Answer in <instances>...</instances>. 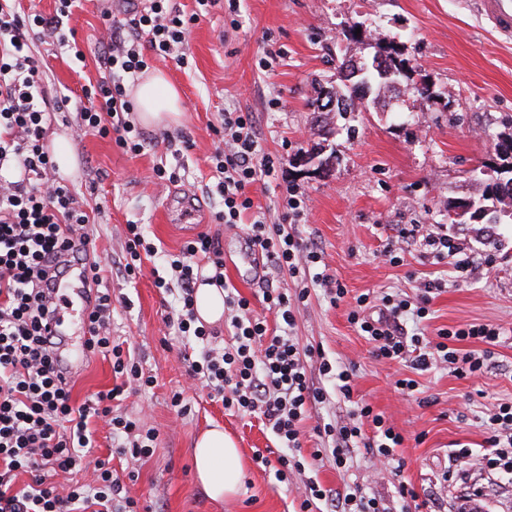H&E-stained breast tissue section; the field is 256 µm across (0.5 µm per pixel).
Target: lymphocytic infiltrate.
Returning a JSON list of instances; mask_svg holds the SVG:
<instances>
[{"label":"lymphocytic infiltrate","instance_id":"f902f5d3","mask_svg":"<svg viewBox=\"0 0 512 512\" xmlns=\"http://www.w3.org/2000/svg\"><path fill=\"white\" fill-rule=\"evenodd\" d=\"M128 2L129 21L116 19L108 9L101 13L97 61L103 76L85 88L89 105L80 116L85 130L114 137L123 151L136 154L144 149L146 136L129 118L133 104L126 80L143 73L154 61L183 62L182 50L192 26L200 21L202 8L214 6L217 0H196L198 9L190 14L171 0ZM74 3L58 0L55 12L47 16L18 11L15 0H0V512H138L137 500L113 473L109 459H89L88 424L93 418L104 421L118 440L117 453L135 460L151 456L158 439L156 430L142 429L136 420L113 412L112 401L120 388L74 403L71 382L55 352L59 339L48 327L58 307L54 285L65 275V262L91 241L89 216L70 188L58 181L56 163L45 144L47 128L66 121L71 99L63 93L49 94V77L35 48L39 40L66 44L64 29ZM212 131L220 146L214 155L210 190L224 202L215 219L233 229L254 208L250 187L277 180L283 158L261 152L253 113L224 112ZM305 211V201L293 194L279 223L255 216L248 225L253 251L266 255L299 290L292 295L284 288L265 289L263 301L275 317L270 324L254 313L249 299L236 288L225 287L228 345H215L216 331L195 313V289L204 271L212 270L216 283L224 281L218 239L198 234L167 260L179 282L175 330L203 346L190 364L191 376L201 380L211 396L220 398L225 410L257 415L285 450L275 468L281 482L302 475L306 459H321L323 453H330L341 469L351 448L361 445L390 459L404 441L381 414L363 403L343 422L316 424L313 432L324 447L308 457L302 454L304 423L328 395L311 381L309 363H316L346 398L352 395L355 377L353 370L337 369L321 349L301 346L295 334L296 304L309 297L311 287L324 288L334 304L347 294L334 275L320 269L319 252L299 236L296 226L304 220ZM399 236L418 242L437 263H451L462 282L479 278L493 262L492 254L466 255L447 235L424 230L419 224L404 225ZM102 270L98 263L92 267L98 289L87 313V351L109 358L114 374L125 377L132 390L152 387L153 376L144 374L122 345L112 341V293L101 285ZM438 287V282L431 281L415 297L400 299L388 293L376 302L370 295H359L349 320L372 343L376 358L404 361L421 371L449 364L462 378L481 374L484 356L460 352L451 343L472 339L495 345L505 331L503 325L442 329L434 341L403 332L400 316L426 318L431 294ZM377 304L390 311V318L373 317ZM483 425L486 453L478 457L466 447L455 450L448 480L462 478L475 465L489 473L512 475V403L498 404ZM89 462L98 473L96 485L55 483L58 473ZM20 471L29 473L30 480L18 490L14 479ZM329 506L338 512H386L377 498L355 489L340 492L307 480L300 512H324Z\"/></svg>","mask_w":512,"mask_h":512}]
</instances>
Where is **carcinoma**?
Masks as SVG:
<instances>
[{"label": "carcinoma", "instance_id": "1", "mask_svg": "<svg viewBox=\"0 0 512 512\" xmlns=\"http://www.w3.org/2000/svg\"><path fill=\"white\" fill-rule=\"evenodd\" d=\"M358 28L365 29V36L355 35ZM376 28L371 24L359 22L343 30V35L351 44L350 53L344 55L337 67L336 85L324 95L316 98L315 111L323 117L322 123H328V117L333 112H367L379 109L383 112L392 108L391 100L407 93H416L421 97H430L429 89L413 82H404L396 87L388 84L382 76V69L394 68L398 71L412 70L409 59L403 57L401 49L395 41H383L374 34ZM371 50L369 60L373 62L364 74L355 75L353 69L354 57ZM475 205L480 209L477 219L486 224H512V189L500 193L487 184L482 199L448 203V207L466 208Z\"/></svg>", "mask_w": 512, "mask_h": 512}]
</instances>
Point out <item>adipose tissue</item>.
<instances>
[{
	"label": "adipose tissue",
	"instance_id": "adipose-tissue-1",
	"mask_svg": "<svg viewBox=\"0 0 512 512\" xmlns=\"http://www.w3.org/2000/svg\"><path fill=\"white\" fill-rule=\"evenodd\" d=\"M138 118L146 124L177 123L182 111L178 91L158 72L146 74L133 91ZM194 469L206 494L220 501L236 496L245 477L235 441L215 426L202 432L193 451Z\"/></svg>",
	"mask_w": 512,
	"mask_h": 512
}]
</instances>
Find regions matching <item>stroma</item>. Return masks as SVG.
I'll use <instances>...</instances> for the list:
<instances>
[{"mask_svg": "<svg viewBox=\"0 0 512 512\" xmlns=\"http://www.w3.org/2000/svg\"><path fill=\"white\" fill-rule=\"evenodd\" d=\"M123 15L124 0H78L69 25L85 54L76 60L63 51L43 52L51 89L72 98L67 124H52L47 146L69 140L74 159L59 178L83 201L96 253L108 258L103 277L112 290V334L129 346L145 372L156 379L146 391L114 401L119 412L140 419L159 437L151 457L111 458L119 475L134 473L129 484L150 512H297L302 485L277 481L273 470L255 460L256 452L276 450L277 442L260 419L225 412L222 402L189 375L182 339L165 325L173 313L176 290L156 287L159 259L144 261L141 275L127 281L122 271L125 226L143 224L148 240L164 253H178L183 242L201 232L218 235L224 259L236 270L224 275L257 312L262 293L292 288L269 261L253 266L243 228L225 230L213 215L219 196L207 194L212 182L217 138L209 128L224 111L256 113L264 151L284 155L286 166L252 197L268 221H279L289 191L307 204L300 236L315 243L347 290L331 304L324 289L312 290L299 306L296 334L301 344L323 348L338 366L354 368L352 399L329 394L317 419H347L355 402L369 403L405 441L396 448L397 465L380 464L369 449L355 448L345 469L323 458L308 469L324 488L360 487L390 512L403 502L397 488L410 484L426 505L421 512H512V477L471 468L455 483L445 482L456 444L480 449L488 410L512 402V339L492 347L482 374L457 377L439 366L420 372L408 364L373 357L372 345L348 319L358 295L373 292L415 296L421 282L443 279L423 322L428 338L439 330L470 324L512 322V224H453L450 201L480 196L485 172L497 163L493 136L512 115V40L491 29L467 7L466 0H240L237 21L223 7L211 8L192 28L185 63L154 62L181 94L183 116L169 127H149L143 152H123L114 139L88 133L71 139L69 126L86 106V86L102 77L95 58L100 13ZM366 21L382 38H397L413 68L434 98L405 95L398 113L371 111L330 114L319 127L311 103L319 89L336 79L335 66L347 46L343 27ZM191 148H184L183 139ZM179 167L181 182L160 185L154 169ZM193 198L192 221L180 220L185 198ZM401 224H434L467 252L494 256L478 280L455 281L452 267L433 263L408 245L399 263L382 252ZM417 385L411 395L397 380ZM73 398L83 403L117 384L109 360L84 358L73 375ZM182 392L190 410L177 415L173 392ZM223 425L247 463L241 493L225 502L207 497L193 466L197 434L209 424Z\"/></svg>", "mask_w": 512, "mask_h": 512, "instance_id": "stroma-1", "label": "stroma"}]
</instances>
